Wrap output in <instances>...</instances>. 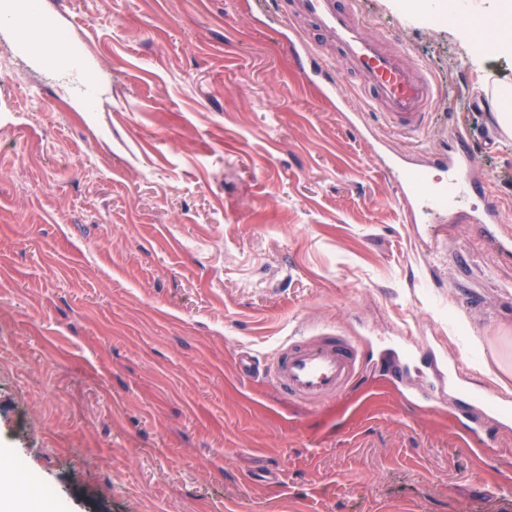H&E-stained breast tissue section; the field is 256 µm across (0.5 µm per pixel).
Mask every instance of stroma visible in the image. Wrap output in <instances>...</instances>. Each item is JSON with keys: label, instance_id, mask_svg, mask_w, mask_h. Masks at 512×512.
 Returning <instances> with one entry per match:
<instances>
[{"label": "stroma", "instance_id": "stroma-1", "mask_svg": "<svg viewBox=\"0 0 512 512\" xmlns=\"http://www.w3.org/2000/svg\"><path fill=\"white\" fill-rule=\"evenodd\" d=\"M440 86L423 134L344 113L358 78L320 47L344 110L302 82L251 0H40L75 61L0 23V448L17 512H512V257L470 224L408 222L385 150L468 130L512 226V134L476 112V51L427 0H358ZM389 141L380 149L376 138ZM401 350L310 408L260 376L298 328Z\"/></svg>", "mask_w": 512, "mask_h": 512}]
</instances>
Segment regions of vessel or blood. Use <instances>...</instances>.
<instances>
[{
    "label": "vessel or blood",
    "instance_id": "b4317fda",
    "mask_svg": "<svg viewBox=\"0 0 512 512\" xmlns=\"http://www.w3.org/2000/svg\"><path fill=\"white\" fill-rule=\"evenodd\" d=\"M276 12L288 27L286 50L297 60L302 78L318 87L324 97L337 95L338 82L321 59L317 43L309 40L301 19L310 20L362 77L360 94L366 108L351 113V127L370 132L365 114L371 111L380 113L391 131L408 138L417 137L425 128L438 94L435 82L404 47H387L386 37L369 33L356 0H277ZM436 169L446 172L445 182L434 181ZM385 170L397 187L400 207L412 219L444 210L456 212L458 202L466 198L485 199V207L475 217L478 234L499 250L512 249V229L503 223L490 183L474 170L468 132L455 131L447 147L426 152L424 161L394 160ZM367 365L360 337L328 329L289 336L268 361H259L248 352L238 359L243 375L264 373L283 397L310 407L355 390Z\"/></svg>",
    "mask_w": 512,
    "mask_h": 512
}]
</instances>
